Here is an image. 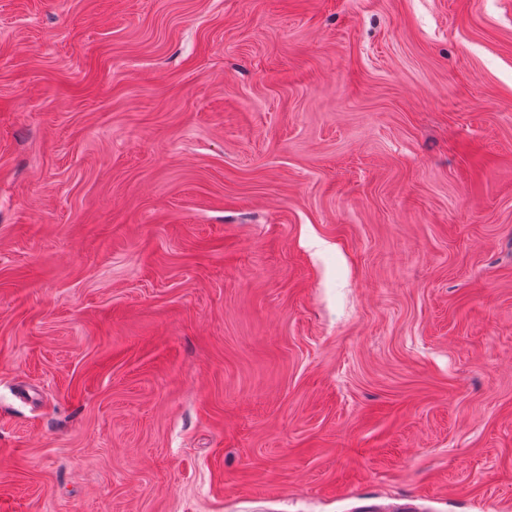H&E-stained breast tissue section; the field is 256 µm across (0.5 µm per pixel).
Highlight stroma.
<instances>
[{"mask_svg": "<svg viewBox=\"0 0 512 512\" xmlns=\"http://www.w3.org/2000/svg\"><path fill=\"white\" fill-rule=\"evenodd\" d=\"M512 512V0H0V512Z\"/></svg>", "mask_w": 512, "mask_h": 512, "instance_id": "1", "label": "stroma"}]
</instances>
